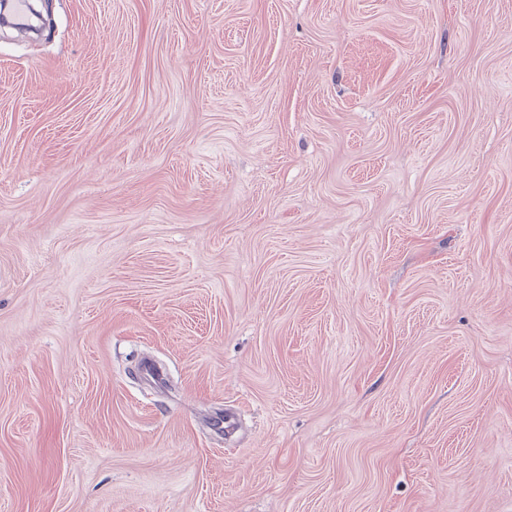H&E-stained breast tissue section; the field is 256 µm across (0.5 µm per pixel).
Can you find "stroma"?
Wrapping results in <instances>:
<instances>
[{
  "instance_id": "stroma-1",
  "label": "stroma",
  "mask_w": 512,
  "mask_h": 512,
  "mask_svg": "<svg viewBox=\"0 0 512 512\" xmlns=\"http://www.w3.org/2000/svg\"><path fill=\"white\" fill-rule=\"evenodd\" d=\"M49 19L0 28V512H512V0Z\"/></svg>"
}]
</instances>
